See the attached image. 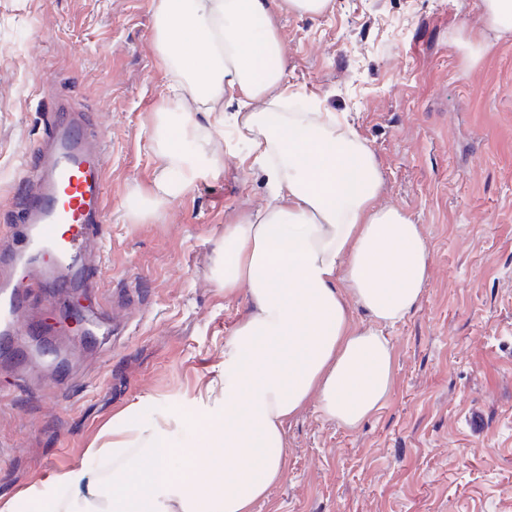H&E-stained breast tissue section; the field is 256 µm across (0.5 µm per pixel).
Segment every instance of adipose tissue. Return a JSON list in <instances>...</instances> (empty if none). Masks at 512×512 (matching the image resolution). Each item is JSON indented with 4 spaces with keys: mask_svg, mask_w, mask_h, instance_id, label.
<instances>
[{
    "mask_svg": "<svg viewBox=\"0 0 512 512\" xmlns=\"http://www.w3.org/2000/svg\"><path fill=\"white\" fill-rule=\"evenodd\" d=\"M330 0H151L153 43L166 75L154 112L155 152L180 178L133 189L127 218L142 224L196 181L218 176L225 99L237 101L239 137L264 171L272 203L224 227L219 285L247 289L252 314L228 342L223 377L201 404L196 444H173L166 423L146 426L142 396L104 424L89 448L111 457L112 483L79 464L49 474L66 502L40 488L17 492L0 512H252L287 472L285 427L310 400L355 427L392 387L386 334L426 283L418 225L380 207L375 156L333 112H285L286 57L274 10L318 15ZM216 114L202 126L196 113ZM371 317L356 329L345 303Z\"/></svg>",
    "mask_w": 512,
    "mask_h": 512,
    "instance_id": "adipose-tissue-1",
    "label": "adipose tissue"
}]
</instances>
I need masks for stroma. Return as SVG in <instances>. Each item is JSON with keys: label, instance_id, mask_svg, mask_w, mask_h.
Returning <instances> with one entry per match:
<instances>
[{"label": "stroma", "instance_id": "stroma-1", "mask_svg": "<svg viewBox=\"0 0 512 512\" xmlns=\"http://www.w3.org/2000/svg\"><path fill=\"white\" fill-rule=\"evenodd\" d=\"M479 0H331L279 10L285 83L309 112H342L373 150L377 205L419 224L426 285L388 331L392 389L356 428L309 402L285 427L284 480L253 512H512V32ZM151 0H0V247L11 240L28 154L53 95L71 97L111 141L96 339L61 337L62 368L39 364L0 399V495L90 462L101 426L150 395L151 418L189 434L195 401L224 369L247 319L245 292L217 286L224 227L267 204L248 143L224 144L218 178L129 223L133 188L166 161L150 130L166 76Z\"/></svg>", "mask_w": 512, "mask_h": 512}]
</instances>
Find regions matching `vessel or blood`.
I'll return each instance as SVG.
<instances>
[{"label":"vessel or blood","instance_id":"b4317fda","mask_svg":"<svg viewBox=\"0 0 512 512\" xmlns=\"http://www.w3.org/2000/svg\"><path fill=\"white\" fill-rule=\"evenodd\" d=\"M55 110L39 156L26 170L22 225L16 231L22 246L0 253V294L13 301L0 309V328L18 336L37 332V324H23L22 312L32 297L46 304L50 289L66 287L72 263H80L82 283L91 290L88 306H95L102 286V269L91 261L90 250L105 235L107 140L86 133L84 113L69 111L62 102Z\"/></svg>","mask_w":512,"mask_h":512}]
</instances>
